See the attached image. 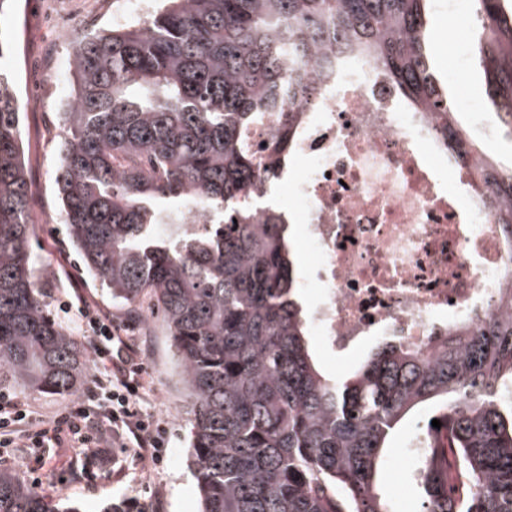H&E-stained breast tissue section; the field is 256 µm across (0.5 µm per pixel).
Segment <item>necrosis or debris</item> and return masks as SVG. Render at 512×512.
Masks as SVG:
<instances>
[{
    "instance_id": "necrosis-or-debris-1",
    "label": "necrosis or debris",
    "mask_w": 512,
    "mask_h": 512,
    "mask_svg": "<svg viewBox=\"0 0 512 512\" xmlns=\"http://www.w3.org/2000/svg\"><path fill=\"white\" fill-rule=\"evenodd\" d=\"M298 117L286 185L309 258L310 328L339 357L367 338L429 351L500 308L512 260L476 167L370 68L322 84Z\"/></svg>"
}]
</instances>
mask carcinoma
<instances>
[{
  "label": "carcinoma",
  "mask_w": 512,
  "mask_h": 512,
  "mask_svg": "<svg viewBox=\"0 0 512 512\" xmlns=\"http://www.w3.org/2000/svg\"><path fill=\"white\" fill-rule=\"evenodd\" d=\"M146 18L85 36L70 59L60 114V214L85 271L163 321L191 400L190 465L201 512H392L378 481L383 449L421 406L441 423L421 482L427 512L459 463L455 512H512V309L436 336L427 353L382 342L341 379L317 368L299 299L290 225L255 222L264 167L277 180L295 115L260 158L243 131L261 115L310 101L319 83L370 65L439 140L477 162L512 247V166L464 136L455 98L428 48L431 0H155ZM478 62L494 121L512 140V0H473ZM22 108L0 74V374L15 385L76 391L87 365L55 324L30 261ZM195 202L207 231L157 225ZM0 512H53L0 467Z\"/></svg>",
  "instance_id": "obj_1"
}]
</instances>
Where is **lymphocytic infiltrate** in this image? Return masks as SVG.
I'll use <instances>...</instances> for the list:
<instances>
[{
	"instance_id": "1",
	"label": "lymphocytic infiltrate",
	"mask_w": 512,
	"mask_h": 512,
	"mask_svg": "<svg viewBox=\"0 0 512 512\" xmlns=\"http://www.w3.org/2000/svg\"><path fill=\"white\" fill-rule=\"evenodd\" d=\"M81 327L96 365L90 383L54 415H35L29 404L0 391V447L43 448L70 445L86 460L102 457L112 437L130 434L141 460L162 464L166 428L141 407L145 367L133 353L138 340L118 336L106 313L85 308Z\"/></svg>"
}]
</instances>
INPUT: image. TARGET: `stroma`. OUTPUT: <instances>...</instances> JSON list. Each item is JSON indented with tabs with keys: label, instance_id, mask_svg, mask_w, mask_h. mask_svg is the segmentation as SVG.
<instances>
[{
	"label": "stroma",
	"instance_id": "1",
	"mask_svg": "<svg viewBox=\"0 0 512 512\" xmlns=\"http://www.w3.org/2000/svg\"><path fill=\"white\" fill-rule=\"evenodd\" d=\"M129 0H70L69 21L75 36L83 37L112 28ZM37 0H12L0 15V33L14 41L12 52L0 56V72L14 78L20 100H27L34 73L60 71L62 78L45 83L43 106L23 113V139L28 169L30 218L33 224L31 257L39 297L52 320L75 331L81 303L110 315L112 326L123 336H138L142 344L137 358L146 368L144 407L167 427L168 454L164 465L143 467L126 438H118L104 464L105 474L90 480L84 457L70 448L50 449V463L39 473L30 464L37 451L15 448L9 467L24 480L40 478V492L57 512H99L108 501H136L148 512H199L196 479L187 466L189 405L178 376L177 360L164 326L147 333L143 313L116 303L99 281L82 269L67 227L57 223L60 213L55 178L59 167L62 130L58 114L68 98L67 77L71 44L39 33L32 26ZM428 410L405 421L384 451L383 484L394 512H422L423 499L415 488V460L406 454L410 437L419 424L427 423Z\"/></svg>",
	"mask_w": 512,
	"mask_h": 512
}]
</instances>
